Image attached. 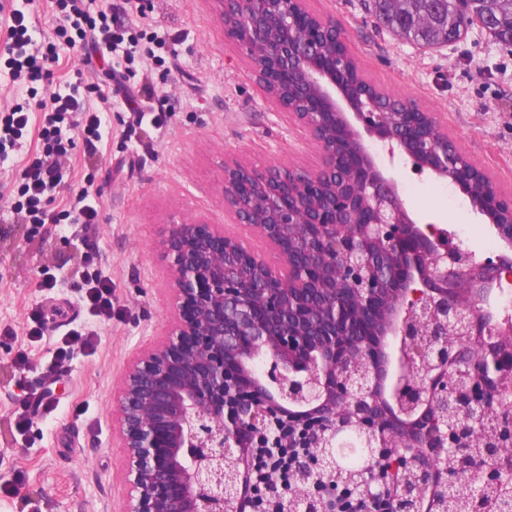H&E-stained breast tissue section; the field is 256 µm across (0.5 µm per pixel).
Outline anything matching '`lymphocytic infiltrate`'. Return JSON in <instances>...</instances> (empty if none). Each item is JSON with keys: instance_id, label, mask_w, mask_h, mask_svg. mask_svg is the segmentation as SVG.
<instances>
[{"instance_id": "f902f5d3", "label": "lymphocytic infiltrate", "mask_w": 512, "mask_h": 512, "mask_svg": "<svg viewBox=\"0 0 512 512\" xmlns=\"http://www.w3.org/2000/svg\"><path fill=\"white\" fill-rule=\"evenodd\" d=\"M59 14L56 35L68 45L80 46L86 55L110 54L114 57H132L134 53L153 56L151 47L139 41L123 43L112 35V5L110 0H55ZM56 60V47L38 44L32 21L24 10L11 9L7 20L5 58L0 63L8 69L12 82L23 84L50 80V66ZM81 114L80 123H73L74 114ZM77 125L88 152H96L99 143L110 131L100 112L87 109L79 85L68 90H53L48 98L40 100L37 108L19 103L0 113V159H8L20 147L29 133H38L46 146L26 156L21 168V201L17 212L23 213L32 224H54L58 217L45 207L57 185L60 157L67 149L62 143V129ZM300 448H280L269 453L257 449L256 463L247 468L245 490L260 492L272 477L286 478L289 470L303 463Z\"/></svg>"}]
</instances>
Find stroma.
Instances as JSON below:
<instances>
[{"mask_svg":"<svg viewBox=\"0 0 512 512\" xmlns=\"http://www.w3.org/2000/svg\"><path fill=\"white\" fill-rule=\"evenodd\" d=\"M309 5L343 29L367 80L428 106L497 190L512 196V44L474 27L460 42L428 48L383 28L372 0ZM32 10L38 40L57 45L53 86L90 85L86 103L107 109L112 136L92 154L77 129L67 130L62 178L49 203L61 212L82 189L96 192L95 224H29L14 213L23 160L43 147L37 134L0 163V485L16 488L0 492V512H120L124 450L112 427L113 401L130 362L165 329L162 224L174 214L204 218L279 265L258 232L225 211L224 167L311 168L316 152L265 97L250 60L225 39L213 0H112L114 36L144 45L156 35L166 40L154 57L119 62L128 91L151 86L142 103L157 121L142 125L120 106L105 108L109 76L85 65L80 48L57 42L50 0H33ZM394 169L406 205L425 221L456 231L477 256L499 250L462 192L437 195L433 179L406 161ZM100 271L112 279V319L97 324L94 353L77 347L58 361L60 338L86 321L80 287ZM38 315L47 322L40 339L32 335ZM53 364L56 409L19 426L25 397Z\"/></svg>","mask_w":512,"mask_h":512,"instance_id":"35a3bbf8","label":"stroma"}]
</instances>
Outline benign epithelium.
<instances>
[{
    "label": "benign epithelium",
    "mask_w": 512,
    "mask_h": 512,
    "mask_svg": "<svg viewBox=\"0 0 512 512\" xmlns=\"http://www.w3.org/2000/svg\"><path fill=\"white\" fill-rule=\"evenodd\" d=\"M225 38L253 64L257 83L288 121L303 128L319 165L224 166V204L279 254L268 264L218 224L172 217L158 241L170 273L171 316L162 338L125 373L112 425L125 448L122 512H325L336 466L314 460L350 430L372 455L407 459L412 486L453 481L473 502L512 482V321L485 328L482 292L512 274V197L469 157L448 148L433 112L409 99L392 120L354 91L355 59L336 21L307 0H215ZM460 26L512 30L490 15ZM378 142L386 155L374 151ZM416 173L451 181L479 224L501 242L482 260L406 205L395 156ZM394 400L423 405L406 431L378 398L375 337ZM250 448H308L288 476L242 495ZM386 496L371 473L356 485Z\"/></svg>",
    "instance_id": "obj_1"
}]
</instances>
